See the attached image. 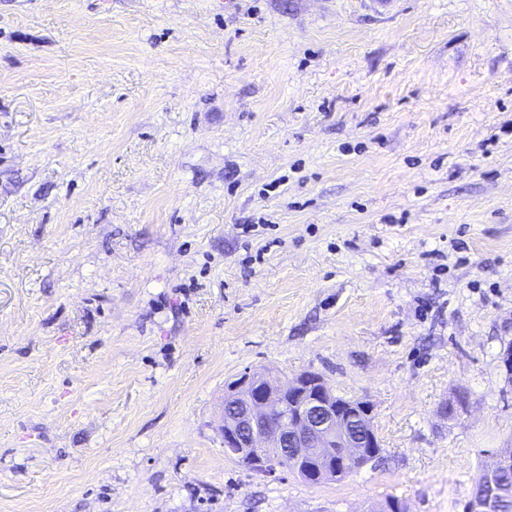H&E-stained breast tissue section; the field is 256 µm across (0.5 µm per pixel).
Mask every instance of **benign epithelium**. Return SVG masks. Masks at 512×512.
Wrapping results in <instances>:
<instances>
[{"instance_id":"benign-epithelium-1","label":"benign epithelium","mask_w":512,"mask_h":512,"mask_svg":"<svg viewBox=\"0 0 512 512\" xmlns=\"http://www.w3.org/2000/svg\"><path fill=\"white\" fill-rule=\"evenodd\" d=\"M224 398L231 403L222 423L224 454L263 475L286 464L308 481L321 482L381 447L370 404L339 400L314 372L280 385L248 371L228 383ZM269 448L277 453L268 455ZM479 499L482 512H499L495 482L483 485Z\"/></svg>"}]
</instances>
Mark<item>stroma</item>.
<instances>
[{"instance_id":"35a3bbf8","label":"stroma","mask_w":512,"mask_h":512,"mask_svg":"<svg viewBox=\"0 0 512 512\" xmlns=\"http://www.w3.org/2000/svg\"><path fill=\"white\" fill-rule=\"evenodd\" d=\"M511 346L512 0H0V512H467ZM248 369L381 459L226 457Z\"/></svg>"}]
</instances>
